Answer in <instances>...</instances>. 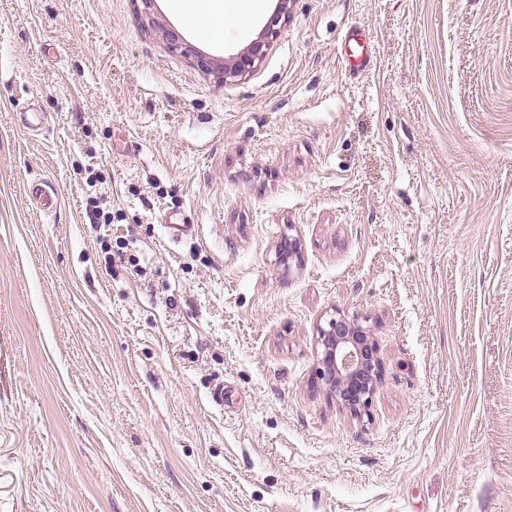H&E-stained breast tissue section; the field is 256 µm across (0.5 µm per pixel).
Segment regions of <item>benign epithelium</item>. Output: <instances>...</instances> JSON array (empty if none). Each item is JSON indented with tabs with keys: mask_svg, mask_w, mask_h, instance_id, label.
Returning a JSON list of instances; mask_svg holds the SVG:
<instances>
[{
	"mask_svg": "<svg viewBox=\"0 0 512 512\" xmlns=\"http://www.w3.org/2000/svg\"><path fill=\"white\" fill-rule=\"evenodd\" d=\"M288 13V0H280L277 11L265 25L260 39L224 67L228 83L250 72L267 55L271 41L278 35V25ZM321 358L316 374L336 395V402L353 413L366 409L377 376L376 348L368 331L358 321L344 315L332 318L321 329Z\"/></svg>",
	"mask_w": 512,
	"mask_h": 512,
	"instance_id": "obj_1",
	"label": "benign epithelium"
}]
</instances>
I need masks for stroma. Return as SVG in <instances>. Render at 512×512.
<instances>
[{
  "instance_id": "35a3bbf8",
  "label": "stroma",
  "mask_w": 512,
  "mask_h": 512,
  "mask_svg": "<svg viewBox=\"0 0 512 512\" xmlns=\"http://www.w3.org/2000/svg\"><path fill=\"white\" fill-rule=\"evenodd\" d=\"M264 2L203 42L167 0H0V512H512V0H293L219 83ZM340 311L359 415L315 377ZM288 13V0L279 1L277 11L270 17L265 25L264 32L259 40L250 44L247 50L233 60L231 66H225L222 72L224 83L235 81L258 66L267 55L271 41L278 35L277 27ZM341 65L352 76H362L373 69L376 53L371 38L361 28H347L338 44ZM321 358L316 374L336 395V402L351 412L361 413L371 402L377 376L376 348L368 331L345 315L321 328Z\"/></svg>"
}]
</instances>
